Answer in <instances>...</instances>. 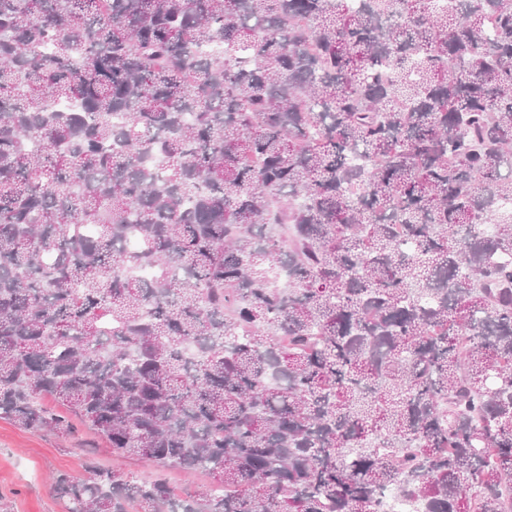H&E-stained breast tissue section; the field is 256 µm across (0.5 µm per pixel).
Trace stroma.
<instances>
[{"label": "stroma", "instance_id": "1", "mask_svg": "<svg viewBox=\"0 0 512 512\" xmlns=\"http://www.w3.org/2000/svg\"><path fill=\"white\" fill-rule=\"evenodd\" d=\"M95 449L101 467L140 480L155 468L149 461L113 455L107 444L83 425L68 436L24 429L0 419V512H63L52 478L65 472L88 478L87 449Z\"/></svg>", "mask_w": 512, "mask_h": 512}]
</instances>
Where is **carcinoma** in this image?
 Instances as JSON below:
<instances>
[{"mask_svg":"<svg viewBox=\"0 0 512 512\" xmlns=\"http://www.w3.org/2000/svg\"><path fill=\"white\" fill-rule=\"evenodd\" d=\"M506 200L512 0H0V418L216 480L66 512H512Z\"/></svg>","mask_w":512,"mask_h":512,"instance_id":"cac0c4a2","label":"carcinoma"}]
</instances>
